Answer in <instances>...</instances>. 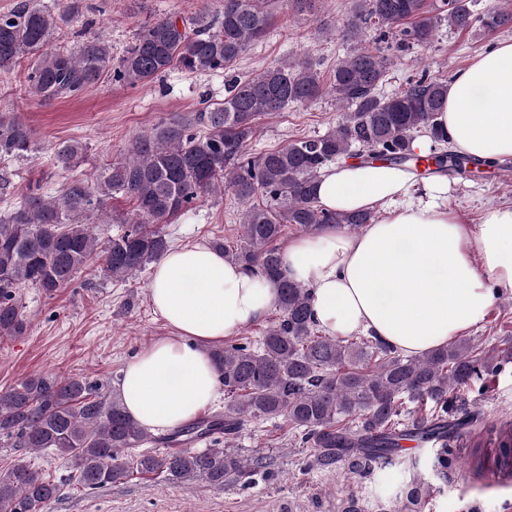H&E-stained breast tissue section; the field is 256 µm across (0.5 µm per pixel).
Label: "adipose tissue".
Masks as SVG:
<instances>
[{"label":"adipose tissue","mask_w":512,"mask_h":512,"mask_svg":"<svg viewBox=\"0 0 512 512\" xmlns=\"http://www.w3.org/2000/svg\"><path fill=\"white\" fill-rule=\"evenodd\" d=\"M436 122L459 153L487 163L512 157V40L454 73ZM316 194L332 211H385L358 233L330 225L281 251L284 272L310 287L312 317L330 335L373 334L421 355L482 323L497 291H512V207L491 206L480 223H457L447 180L420 183L384 162L326 167ZM149 298L173 334L131 357L121 393L138 424L171 430L219 395L207 344L263 319L278 291L220 251L195 245L169 250L154 265Z\"/></svg>","instance_id":"1"}]
</instances>
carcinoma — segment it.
Segmentation results:
<instances>
[{"instance_id": "obj_1", "label": "carcinoma", "mask_w": 512, "mask_h": 512, "mask_svg": "<svg viewBox=\"0 0 512 512\" xmlns=\"http://www.w3.org/2000/svg\"><path fill=\"white\" fill-rule=\"evenodd\" d=\"M269 0H224L217 20L179 22L164 16L133 37L117 66L112 44L90 38L78 49L54 46L67 22L65 10L43 0H23L0 14V73L30 62L26 81L43 100L71 97L108 72L130 85L179 69L222 73L268 32ZM431 14L427 0H351L334 30L363 46L347 54L325 80L309 62L284 61L249 78H232L224 103L198 111L194 121L172 120L139 136L129 154L109 163L92 181L73 179L55 196L32 193L0 218V338L26 330L16 289L31 285L52 294L98 261L114 280L135 276L170 249L163 228L205 195L230 189L245 209L239 243L212 241L224 257L256 269L278 288L279 317L257 346L231 343L210 352L224 386V415L199 419L157 436L133 421L122 399L103 384L75 377H39L0 389V438L30 451L51 450L70 459L71 478L87 490L129 476L163 474L171 480L201 477L216 487L259 471L271 460L241 458L229 448L174 449L182 436L206 440L224 434L229 443L256 421H282L300 443L314 448L310 467L342 465L362 476L399 455L400 441L448 437V399L490 372L494 357L457 340L414 357H403L375 336L339 338L312 319L310 288L288 279L280 266L278 239L284 226L304 232L336 224L350 231L375 221L371 211L338 213L319 204L315 182L324 167L356 152L362 162L384 160L416 168L421 161L442 172L481 162L445 150L435 115L448 95V81L426 75L400 91L381 92L391 61L381 43L428 45L442 23L457 31L479 25L492 36L512 28V9L493 6L475 16L471 0H444ZM330 95L342 111L336 129L307 135L258 156L247 153L261 115ZM426 133L437 151L423 157L410 148ZM38 152L34 133L16 116L0 115V158ZM86 146L70 141L55 149L65 168L80 165ZM121 195L132 202V222L102 244L93 228L105 202ZM430 399L431 417L404 416L403 398ZM150 440L163 448L125 461L123 451ZM22 458L0 470V512H42L62 494Z\"/></svg>"}]
</instances>
